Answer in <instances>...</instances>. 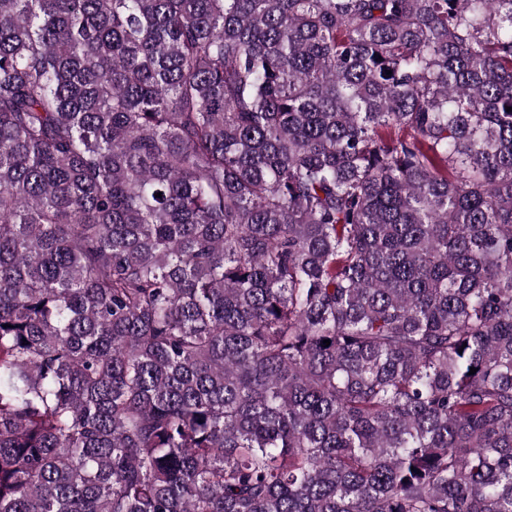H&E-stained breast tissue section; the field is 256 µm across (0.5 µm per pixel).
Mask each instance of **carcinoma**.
Returning <instances> with one entry per match:
<instances>
[{
    "instance_id": "cac0c4a2",
    "label": "carcinoma",
    "mask_w": 512,
    "mask_h": 512,
    "mask_svg": "<svg viewBox=\"0 0 512 512\" xmlns=\"http://www.w3.org/2000/svg\"><path fill=\"white\" fill-rule=\"evenodd\" d=\"M0 512H512V0H0Z\"/></svg>"
}]
</instances>
